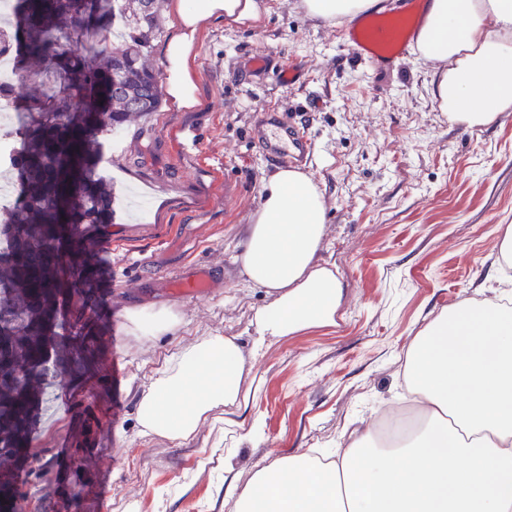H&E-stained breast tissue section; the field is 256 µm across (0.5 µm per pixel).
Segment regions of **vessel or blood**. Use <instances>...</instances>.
Segmentation results:
<instances>
[{
	"instance_id": "1",
	"label": "vessel or blood",
	"mask_w": 512,
	"mask_h": 512,
	"mask_svg": "<svg viewBox=\"0 0 512 512\" xmlns=\"http://www.w3.org/2000/svg\"><path fill=\"white\" fill-rule=\"evenodd\" d=\"M426 0H403L397 11L364 13L337 28L342 46L378 70H391L407 57L425 23ZM257 133L269 148L268 158L276 164L296 166L314 154V143L306 129L287 123L267 109L258 114ZM222 285L212 268L202 266L191 273L167 281L166 294L186 301L211 298Z\"/></svg>"
}]
</instances>
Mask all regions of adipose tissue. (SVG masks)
Instances as JSON below:
<instances>
[{"mask_svg": "<svg viewBox=\"0 0 512 512\" xmlns=\"http://www.w3.org/2000/svg\"><path fill=\"white\" fill-rule=\"evenodd\" d=\"M327 23L376 9L379 0H302ZM176 32L165 84L177 109L200 105L192 69L199 31L259 18L256 0H172ZM418 51L436 62L430 93L451 120L488 123L512 108V0H429ZM328 221L324 195L304 173L283 169L263 186L239 255L248 281L273 294L258 323L288 336L336 321L341 287L316 261ZM242 359L233 337L213 336L160 371L138 408L144 432L186 436L202 415L235 404ZM408 386L421 416L392 443L355 430L336 459L301 454L259 467L234 512H512V309L461 302L411 341Z\"/></svg>", "mask_w": 512, "mask_h": 512, "instance_id": "obj_1", "label": "adipose tissue"}]
</instances>
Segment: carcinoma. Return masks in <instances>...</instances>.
<instances>
[{"mask_svg": "<svg viewBox=\"0 0 512 512\" xmlns=\"http://www.w3.org/2000/svg\"><path fill=\"white\" fill-rule=\"evenodd\" d=\"M164 0H65L54 8L48 0H16L10 24L0 26V53L10 50L15 80L7 105L17 108L11 129L18 143L13 172L20 183L12 206L0 213V343L15 360L19 378L41 366L47 349L64 339L80 344L84 325L58 321L47 332L25 331L37 301L49 288H68L62 271L43 277L45 265L68 243L47 238L45 224H72L82 240L111 217L112 200L94 178L99 155L86 149L91 136L118 132L133 117L158 111L159 73L151 62L162 34ZM120 24L122 33L107 54L97 45L107 30ZM80 204L63 205L74 185ZM17 402L11 388L0 387V414L23 418L37 400Z\"/></svg>", "mask_w": 512, "mask_h": 512, "instance_id": "cac0c4a2", "label": "carcinoma"}]
</instances>
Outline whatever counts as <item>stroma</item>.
<instances>
[{"instance_id":"1","label":"stroma","mask_w":512,"mask_h":512,"mask_svg":"<svg viewBox=\"0 0 512 512\" xmlns=\"http://www.w3.org/2000/svg\"><path fill=\"white\" fill-rule=\"evenodd\" d=\"M251 28L212 20L198 36L195 69L204 105L127 124L99 170L114 203L100 225L90 279L112 271L106 306L118 323L83 313L67 289L58 308L88 333L77 371L42 369L44 391L26 424L28 449L44 460L16 488L29 512H230L260 466L282 456L333 459L349 431L406 395L407 348L444 308L512 293L498 271L500 230L512 225V109L469 127L429 93L433 65L419 54L388 72L360 62L335 25L307 16L302 0H259ZM269 68L245 79L243 61ZM296 63L301 76L281 82ZM303 123L316 153L302 165L323 192L328 224L318 261L340 283L336 322L264 336L265 289L246 281L237 256L276 169L254 137L257 107ZM219 267L221 294L176 301L161 282ZM170 310L176 331L144 337L125 312ZM110 317V318H111ZM215 335L235 337L242 385L235 406H217L186 437L143 434L138 406L159 370ZM124 379L113 388L108 349ZM67 378V392L58 381ZM113 456L108 495L84 461Z\"/></svg>"}]
</instances>
